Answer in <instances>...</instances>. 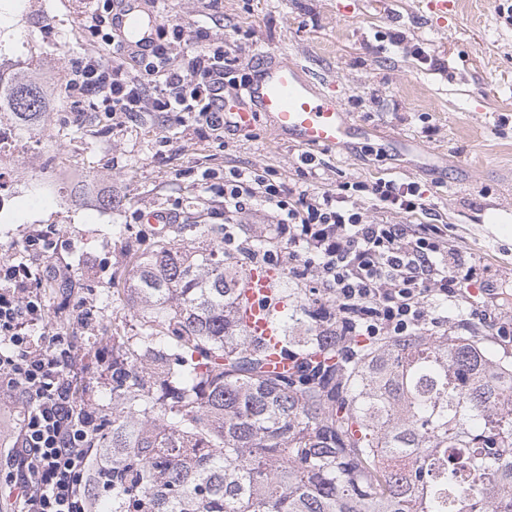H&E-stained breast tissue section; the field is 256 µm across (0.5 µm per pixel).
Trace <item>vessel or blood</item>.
Masks as SVG:
<instances>
[{"label":"vessel or blood","instance_id":"vessel-or-blood-1","mask_svg":"<svg viewBox=\"0 0 512 512\" xmlns=\"http://www.w3.org/2000/svg\"><path fill=\"white\" fill-rule=\"evenodd\" d=\"M158 26L156 11L143 9L142 0H120L112 13V27L131 55L155 44ZM261 116L278 136L307 149L333 152L360 132L342 103L319 94L302 67L267 53L258 58L249 83L224 101V119L238 130L252 129ZM279 276L272 268L252 271L245 282L249 296L256 300L271 294ZM244 325L249 335L278 346L279 328L270 307L252 306Z\"/></svg>","mask_w":512,"mask_h":512}]
</instances>
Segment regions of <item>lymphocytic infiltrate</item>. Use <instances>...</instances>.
Here are the masks:
<instances>
[{
    "instance_id": "obj_1",
    "label": "lymphocytic infiltrate",
    "mask_w": 512,
    "mask_h": 512,
    "mask_svg": "<svg viewBox=\"0 0 512 512\" xmlns=\"http://www.w3.org/2000/svg\"><path fill=\"white\" fill-rule=\"evenodd\" d=\"M112 0L86 19L87 30L112 50V63L90 53L75 64L67 85L78 102L107 112H195L221 130L219 101L225 86L240 87L235 60L223 47L186 51L182 26L160 28L150 52L128 71L112 30ZM364 194L395 214L428 213L415 183L379 179L337 190L295 193L267 171L230 168L216 194L224 221L265 210L277 249L260 253L266 263L288 256L290 271L312 279L336 304L325 317L340 336H409L426 327L443 330L430 316L431 297L462 300L478 281L479 266L444 239L439 224L372 221L355 201ZM37 270L0 264V395L20 415L7 453L10 469L0 483L14 512H93L87 492L97 450V415L78 406L69 380L72 348L64 337L40 331L44 304L34 288Z\"/></svg>"
}]
</instances>
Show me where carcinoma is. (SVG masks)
Here are the masks:
<instances>
[{
  "instance_id": "obj_1",
  "label": "carcinoma",
  "mask_w": 512,
  "mask_h": 512,
  "mask_svg": "<svg viewBox=\"0 0 512 512\" xmlns=\"http://www.w3.org/2000/svg\"><path fill=\"white\" fill-rule=\"evenodd\" d=\"M10 115L50 120L29 75L0 78ZM191 232L198 245L175 242ZM177 224L129 247L116 291L135 331L112 336V420L91 483L112 512H512V360L481 339L336 342L311 290L280 280V352L247 334L242 285L269 240L224 245ZM307 335H291V324ZM467 480H457L459 470Z\"/></svg>"
}]
</instances>
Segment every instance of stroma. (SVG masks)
<instances>
[{"label": "stroma", "mask_w": 512, "mask_h": 512, "mask_svg": "<svg viewBox=\"0 0 512 512\" xmlns=\"http://www.w3.org/2000/svg\"><path fill=\"white\" fill-rule=\"evenodd\" d=\"M157 0L161 26L191 33V48L231 44L237 66L251 71L266 51L299 64L314 83L331 88L366 132L343 152L315 151V175L299 172L301 147L279 139L267 120L252 131L72 111L65 77L89 53H112L85 29L87 0H0V23L13 22L26 43L18 71L48 91L51 122L18 146L4 165L26 183L44 178L42 158L78 172L60 196L27 193L0 218V261L45 272L40 293L45 324L65 336L76 359L70 374L98 415L112 413L110 336L132 326L128 307L113 303L129 269L127 243L155 248L141 215L171 211L173 219L207 210L224 214L199 181L208 168L269 169L294 191L333 190L379 178L416 182L431 214L417 224H444L454 247L480 259L485 279L512 281V0ZM122 206L107 208V195ZM56 233L47 258L27 251L35 232ZM434 316L449 329L481 338L493 354L512 358V335L468 320L453 302L436 301Z\"/></svg>", "instance_id": "stroma-1"}]
</instances>
